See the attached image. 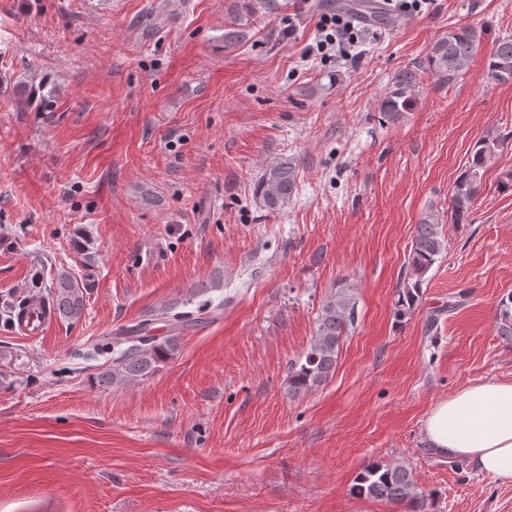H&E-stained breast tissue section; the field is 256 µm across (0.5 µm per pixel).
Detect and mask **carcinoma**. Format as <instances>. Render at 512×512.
<instances>
[{
	"instance_id": "cac0c4a2",
	"label": "carcinoma",
	"mask_w": 512,
	"mask_h": 512,
	"mask_svg": "<svg viewBox=\"0 0 512 512\" xmlns=\"http://www.w3.org/2000/svg\"><path fill=\"white\" fill-rule=\"evenodd\" d=\"M481 34L471 26H459L437 40L423 62L398 72L383 95L380 112L390 120H397L411 111L426 75L443 84L453 83L468 67L478 51ZM487 78L493 82L512 81V36L495 41L487 62ZM512 145V132L477 141L465 168L456 178L448 207V221L462 224L467 218L481 189V171L499 152ZM299 164L293 158L280 159L269 165L259 177L256 199L268 211L283 209L294 196ZM444 242L439 218L429 213L417 224L408 261V272L397 290L395 315L402 319L417 306L422 297L425 274L442 253ZM48 295L59 318L77 321L82 317L86 288L70 270L61 268L48 285ZM355 304L339 294L327 301L317 319L316 334L309 350L291 366L288 391L294 395L306 393L324 385L336 367V349L341 337L347 335L355 323ZM149 319L121 328L112 336V347L119 357L112 368L101 373L99 384L111 386L126 381L152 376L158 364L174 350L173 340L163 342L151 338L145 344L135 340L147 337ZM497 335L512 344V292L499 301L496 315ZM351 493L406 505L407 512H429L433 494L417 489L412 471L403 465L372 461L355 477Z\"/></svg>"
}]
</instances>
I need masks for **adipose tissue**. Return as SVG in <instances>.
Masks as SVG:
<instances>
[{"label":"adipose tissue","mask_w":512,"mask_h":512,"mask_svg":"<svg viewBox=\"0 0 512 512\" xmlns=\"http://www.w3.org/2000/svg\"><path fill=\"white\" fill-rule=\"evenodd\" d=\"M426 433L439 452L466 458L479 471L512 482V383L463 388L433 409Z\"/></svg>","instance_id":"1"}]
</instances>
